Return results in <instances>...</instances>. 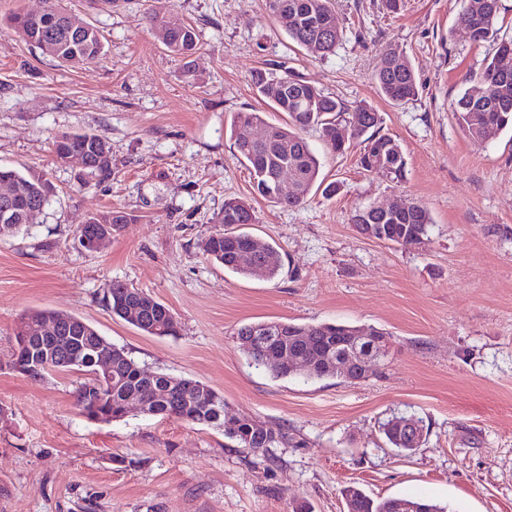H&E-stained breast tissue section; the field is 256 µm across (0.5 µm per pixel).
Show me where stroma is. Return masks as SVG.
Returning <instances> with one entry per match:
<instances>
[{
    "mask_svg": "<svg viewBox=\"0 0 512 512\" xmlns=\"http://www.w3.org/2000/svg\"><path fill=\"white\" fill-rule=\"evenodd\" d=\"M95 26L103 53L70 67L25 42L8 22L47 0H0V165L53 188L25 232L0 236V512H347L345 491L415 497L448 512H512V131L468 139L453 106L473 90L489 48L457 22L461 0H333L341 40L316 57L278 26L267 0H167V22L193 26L190 59L167 51L149 14L156 0H57ZM403 50L417 98L389 103L374 80L380 53ZM262 69L302 76L348 111L384 118L406 161L402 181L368 172L360 147L330 153L305 137L334 195L298 207L257 196L236 156V112L283 121L253 88ZM59 131H91L112 151L109 178L57 157ZM425 205L426 247L361 235L355 211L393 198ZM229 198L253 206L245 231L278 248L277 277L238 275L202 243ZM118 209L133 224L98 250L78 225ZM119 281L164 303L177 335L144 334L113 316ZM82 318L147 371L218 391L230 413L287 433L270 460L222 429L131 413L112 423L80 415L84 377L31 379L7 366L25 314ZM346 323L390 337L384 366L358 384L277 378L241 350L251 322ZM419 422L404 453L382 425Z\"/></svg>",
    "mask_w": 512,
    "mask_h": 512,
    "instance_id": "1",
    "label": "stroma"
}]
</instances>
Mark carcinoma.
<instances>
[{
	"mask_svg": "<svg viewBox=\"0 0 512 512\" xmlns=\"http://www.w3.org/2000/svg\"><path fill=\"white\" fill-rule=\"evenodd\" d=\"M269 9L278 25L297 45L307 52L325 57L332 53L341 39L339 28L327 34L324 23L336 20L331 0H269ZM64 11L49 5L38 14H14L10 23L27 43L39 48L58 62L69 65L87 64L101 54L102 36L96 27L88 24L73 29L62 23ZM500 0H462L458 22L471 29L470 38L476 43H488L493 52L486 59L479 83L487 89L483 96H473L466 91L457 100L454 112L465 135L479 141L487 132L512 129V63L503 64V57H512V37L500 35L498 20ZM150 21L163 33V45L172 53L187 58L197 49L199 36L191 25L176 29L167 28L160 13H150ZM375 79L381 93L391 102L402 104L419 94L414 67L398 48L390 47L380 55ZM251 82L260 95L276 83L279 96L273 101L274 109L287 115L281 123H271L260 112H237L230 120V134L241 159L250 170L253 190L262 198L281 206L297 207L303 204L321 176V164L303 132L310 128L319 130L325 145L333 152L343 153L351 142L362 146L360 164L366 171L381 173L401 181L405 158L400 143L380 133L381 115L367 106L344 118L343 104L317 89L307 81L288 72L275 80L264 70H256ZM244 126L270 129V136L263 140L244 141L239 130ZM55 152L59 158L78 152L87 158L90 175L107 176L112 173V153L107 142L93 132L62 131L54 137ZM288 165L298 172L297 188L286 196L276 192L268 183L267 175L280 166ZM7 178L14 187L15 223L6 231L15 233L26 224L33 223L36 201L47 202L51 193L49 183L40 176L25 175L16 169L0 166V179ZM91 224L76 229L78 241L92 239L101 224H112L116 231L135 221V216L121 210L97 212L90 216ZM253 208L236 198L224 201V211L218 223L253 224ZM360 233L373 232L374 237L393 244L425 245L429 242L432 218L428 209L416 204L407 211L384 216L360 209L352 217ZM250 235L242 232L216 229L207 238L205 255L224 269L246 275L254 265L266 269L274 278L281 269V254L271 245L262 250L248 248ZM138 291L120 281L112 282L105 303L112 315L125 318L128 305ZM143 323L137 329L151 336H174L178 323L171 310L156 301L142 310ZM352 326L321 323L301 325L291 322H255L241 326L237 331L240 346L251 361L269 370L275 377L306 379L341 377L331 367L332 361L351 348ZM59 348L80 351L92 359L112 360V390L98 394L95 380L87 377L78 390L80 414L88 420L102 423L120 421L127 417L129 401L143 400L149 396L150 387L158 386L167 394L156 402L148 403L151 416L175 417L189 423L213 425L223 428L224 436L237 446L255 454L268 456L270 449L286 442L281 432L254 426L253 419L245 413L229 414L224 410V397L199 381L173 376L163 372L155 378L144 376L145 369L123 348L112 344L94 327L79 317L71 316L68 333L63 335ZM43 345L31 341L22 348L15 346L8 366H21L31 370L29 377L44 378L49 375L43 366ZM269 352L300 355L308 360V370H296L285 363H269ZM389 443L402 451H413V434L404 429L383 427ZM412 504L416 512H447L446 508L429 501L413 498H388L376 501L359 489L348 490V512H402Z\"/></svg>",
	"mask_w": 512,
	"mask_h": 512,
	"instance_id": "carcinoma-1",
	"label": "carcinoma"
}]
</instances>
